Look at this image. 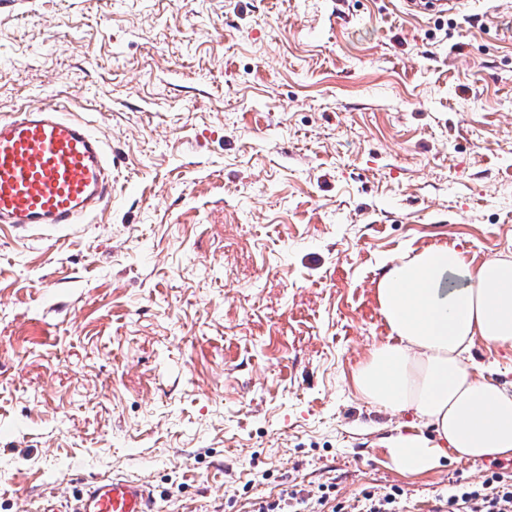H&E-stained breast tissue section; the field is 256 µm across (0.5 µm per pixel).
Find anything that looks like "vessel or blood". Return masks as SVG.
I'll return each mask as SVG.
<instances>
[{"instance_id":"vessel-or-blood-1","label":"vessel or blood","mask_w":512,"mask_h":512,"mask_svg":"<svg viewBox=\"0 0 512 512\" xmlns=\"http://www.w3.org/2000/svg\"><path fill=\"white\" fill-rule=\"evenodd\" d=\"M463 0H405L409 10L445 15ZM100 138L88 122L53 104L0 119V223L14 229L77 224L109 202L112 185ZM62 512H154L149 486L132 478L86 483Z\"/></svg>"}]
</instances>
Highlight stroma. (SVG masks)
<instances>
[{
    "mask_svg": "<svg viewBox=\"0 0 512 512\" xmlns=\"http://www.w3.org/2000/svg\"><path fill=\"white\" fill-rule=\"evenodd\" d=\"M89 122L112 199L0 230V512L131 477L157 512L326 484L434 512L512 459L390 465L417 425L353 386L385 264L512 255V0H8L0 118ZM512 383V347L476 343ZM406 3L408 10L434 15H448L457 12L463 0H400Z\"/></svg>",
    "mask_w": 512,
    "mask_h": 512,
    "instance_id": "obj_1",
    "label": "stroma"
}]
</instances>
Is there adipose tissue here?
Wrapping results in <instances>:
<instances>
[{
	"label": "adipose tissue",
	"instance_id": "ef3b65f1",
	"mask_svg": "<svg viewBox=\"0 0 512 512\" xmlns=\"http://www.w3.org/2000/svg\"><path fill=\"white\" fill-rule=\"evenodd\" d=\"M392 341L353 374L356 392L390 412L413 411L431 435L386 441L392 468L419 475L443 459L512 458V384L477 376L476 341L512 346V257L471 266L462 252L430 247L399 256L377 282Z\"/></svg>",
	"mask_w": 512,
	"mask_h": 512
}]
</instances>
